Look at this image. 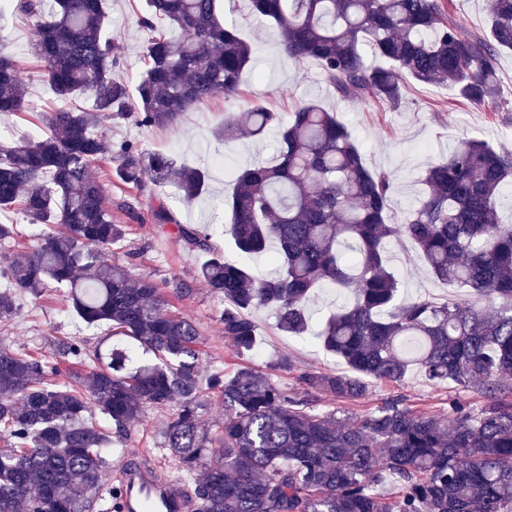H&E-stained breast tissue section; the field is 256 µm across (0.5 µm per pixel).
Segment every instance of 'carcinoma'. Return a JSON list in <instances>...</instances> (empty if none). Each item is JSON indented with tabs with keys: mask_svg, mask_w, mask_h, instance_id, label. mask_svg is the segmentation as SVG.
I'll return each mask as SVG.
<instances>
[{
	"mask_svg": "<svg viewBox=\"0 0 512 512\" xmlns=\"http://www.w3.org/2000/svg\"><path fill=\"white\" fill-rule=\"evenodd\" d=\"M104 4L0 3L32 22V51L59 101L41 113L42 135L0 141V212L59 227L0 255V320L23 297L57 288L86 326L111 329L92 350L80 336L55 340L44 358L0 346V512H98L93 492L117 444L109 426L125 430L147 406L169 411L163 447L199 512H512V223L500 216L512 152L459 141L395 224L391 181L366 168L336 113L314 102L286 120L259 105L224 113L217 136L227 146L277 129L275 156L234 171L224 200L225 234L243 257L266 256L274 275L224 261L210 233L162 204L156 218L201 256L198 277L227 303L219 322L238 354L255 348L252 311L272 309L281 332L301 335L316 289L350 292L317 336L353 374L305 370L304 398L249 367L203 381L197 325L168 312L164 284L109 257L126 229L112 215V183L91 168L110 156L117 181L168 183L192 204L207 192L205 169L114 143L101 128L115 118L171 128L216 93L237 95L252 48L224 22L221 0H145L138 23L150 36L132 85L106 36ZM250 10L287 58L317 62L339 95L392 107L410 81L492 103L498 57L512 50V0H490L482 34L448 20L440 0H250ZM8 40L0 28L4 117L32 108ZM403 240L435 279L484 305L400 299L389 249ZM412 368L435 385L478 388L489 403L474 414L454 401L434 414L393 398L357 422L313 406L321 392L358 402L364 378L400 382ZM205 387L224 401L217 438L200 424ZM385 473L399 489L393 502L374 490Z\"/></svg>",
	"mask_w": 512,
	"mask_h": 512,
	"instance_id": "cac0c4a2",
	"label": "carcinoma"
}]
</instances>
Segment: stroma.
<instances>
[{
    "mask_svg": "<svg viewBox=\"0 0 512 512\" xmlns=\"http://www.w3.org/2000/svg\"><path fill=\"white\" fill-rule=\"evenodd\" d=\"M143 3L144 0H106V34L124 63L125 77L130 79L143 69L142 47L148 33L137 23ZM224 18L238 27L253 48V62L242 76L238 97L228 100L223 94H215L185 113L174 128L143 129L132 121L115 119L103 129L112 141L137 143L146 151L204 166L209 174L208 197L192 206L185 205L179 192L169 185L148 183L137 188L113 183V202L128 199L134 201L136 209L131 214L116 211V218L126 226V236L113 245L112 256L128 263L135 276L160 283L177 280L189 285V294L170 295L169 309L193 320L201 332V375L221 370L229 376L240 368L250 367L288 393L300 396L304 393L297 380L300 372L345 374L349 371L344 361L326 351L315 336L324 315L332 307L343 304L344 296L328 287L320 289L310 302V331L302 336L281 333L270 310L253 313L255 349L245 355L236 354L217 321L223 300L211 294L196 277L199 256L185 248L173 225L156 222L155 208L165 205L178 221L205 227L225 259L239 261L240 254L225 236L217 213L229 190L232 171L270 159L277 146V135L272 131L262 139L244 135L228 147L216 138L215 132L223 125L228 111L258 104L286 114L303 103L316 102L335 112L348 127L366 166L389 176L393 183L389 214L393 222H401L425 191L423 179L427 167L447 158L459 140L476 138L512 151V52L502 53L498 58L501 97L496 104H472L457 100L449 87L415 84L410 86L400 106L393 108L340 96L314 61L293 63L283 59L274 29L252 18L248 0H224ZM0 25L10 34V49L33 104L31 111L0 116V138L35 136L41 131V112L56 107L57 101L41 78L40 65L30 49L31 22L22 15L9 13L0 18ZM392 250V269L400 282L402 296L439 303L465 298L463 289L431 277L411 242L395 244ZM107 332L104 326L86 328L69 313L62 293L50 288L40 297L21 300L17 314L7 324H0V345L22 347L40 356L49 352L54 338L83 336L93 345ZM397 396L412 410L435 413L447 411L449 402L454 400L475 411L488 402L480 390L453 384L436 386L414 369L398 383L370 380L367 396L357 403L343 406L330 394L322 393L316 397V407L324 413L344 410L349 420L357 421L374 412L385 400ZM167 418V412L146 408L140 422L127 430L124 449L113 454V463L137 456L158 467L164 475L176 477V465L162 448L161 432Z\"/></svg>",
    "mask_w": 512,
    "mask_h": 512,
    "instance_id": "1",
    "label": "stroma"
}]
</instances>
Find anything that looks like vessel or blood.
<instances>
[{
    "instance_id": "vessel-or-blood-1",
    "label": "vessel or blood",
    "mask_w": 512,
    "mask_h": 512,
    "mask_svg": "<svg viewBox=\"0 0 512 512\" xmlns=\"http://www.w3.org/2000/svg\"><path fill=\"white\" fill-rule=\"evenodd\" d=\"M117 479L122 512H194L184 489L151 465L123 462Z\"/></svg>"
}]
</instances>
